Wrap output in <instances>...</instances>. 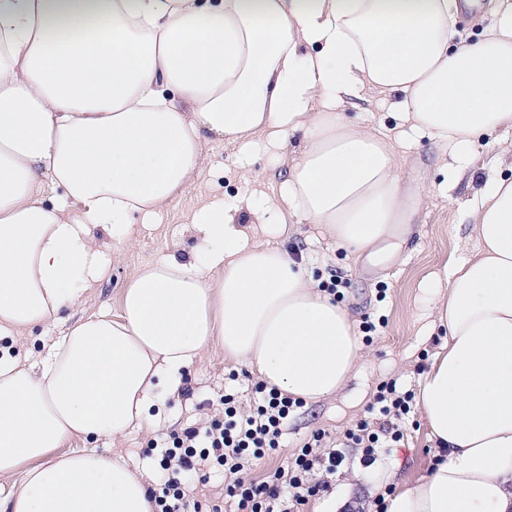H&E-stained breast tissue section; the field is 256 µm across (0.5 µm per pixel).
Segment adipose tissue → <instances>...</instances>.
<instances>
[{"mask_svg":"<svg viewBox=\"0 0 512 512\" xmlns=\"http://www.w3.org/2000/svg\"><path fill=\"white\" fill-rule=\"evenodd\" d=\"M459 0H0V334L75 308L105 257L91 230L148 218L211 141L299 138L254 223L320 225L354 259L397 253L424 202L392 141L346 109L398 94L397 119L456 156L487 137L494 173L465 213L477 245L430 296L443 336L417 404L441 462L385 512H512V0L465 41ZM62 194L52 203L44 194ZM198 259L126 284L122 315L80 320L36 361L0 353V512H153L119 456L72 438L157 431L205 349L304 403L342 391L364 354L349 311L288 250L247 243L227 207L195 214Z\"/></svg>","mask_w":512,"mask_h":512,"instance_id":"1","label":"adipose tissue"}]
</instances>
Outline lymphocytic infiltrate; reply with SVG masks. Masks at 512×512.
I'll use <instances>...</instances> for the list:
<instances>
[{"instance_id":"1","label":"lymphocytic infiltrate","mask_w":512,"mask_h":512,"mask_svg":"<svg viewBox=\"0 0 512 512\" xmlns=\"http://www.w3.org/2000/svg\"><path fill=\"white\" fill-rule=\"evenodd\" d=\"M256 397L248 413H240L233 395H225L221 413L198 420L168 438L157 441L161 471L148 488L156 512H200L193 482L205 467L218 464L233 474L225 495L233 512H282L283 501L305 505L308 498L326 490V483L315 481V468L335 473L343 463V450L329 446L325 432L318 431L298 450L292 462L254 480L251 471L257 461L281 448L288 418L301 400L255 383ZM382 417L361 421L346 430L348 447L362 449V461L372 465L383 439L402 438L399 423L411 410L412 392H399L395 382L382 385L379 395Z\"/></svg>"}]
</instances>
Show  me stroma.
<instances>
[{"label": "stroma", "instance_id": "35a3bbf8", "mask_svg": "<svg viewBox=\"0 0 512 512\" xmlns=\"http://www.w3.org/2000/svg\"><path fill=\"white\" fill-rule=\"evenodd\" d=\"M291 149V144L282 138L271 136L247 146L217 141L206 144V163L199 177L155 217L146 222L133 217L122 238L113 236L111 229H95L94 237L108 259L102 279L86 290L77 309L62 311L33 330L34 335L48 340L79 319L119 315L122 290L139 268L164 256L182 262L195 260L198 235L188 222L192 211L215 198L234 203L235 222L249 237L302 255L322 283H329L334 274L347 279L348 287L340 291L341 303L357 321L373 325L364 342L366 355L356 379L343 392L296 409L283 447L273 460L255 467L253 475L257 478L263 477L271 466L291 460L296 449L316 430H325L335 440H342L347 427L367 417V408L374 404L380 383L393 379L399 391L417 390L421 376L416 365L422 357H433L440 345L439 337L424 334L430 320L424 287L465 248L473 246L471 226L464 221L463 210L482 188L494 158L492 147L478 145L472 156L471 173L450 187L442 183L438 173L449 160L448 145L403 131L399 147L402 174L424 194L425 205L397 256L375 264L347 259L336 251L319 225L297 222L280 232L273 226L252 223L250 205L278 194L280 174ZM232 371L238 373V381H228L227 375ZM250 374L246 365L225 362L220 350L212 347L204 351L188 372L193 396L178 394L169 399L162 433L180 429L196 416L200 405L218 400L226 392L234 394L241 407H249ZM403 432V439L382 451L377 459L381 465L395 463V480L399 483L425 475L437 453L419 406H412ZM150 438L149 432L136 429L117 441L100 439L94 447L103 454L122 456L133 468L148 474L157 466V458L148 446ZM361 456V449H346L345 460L333 479L348 485L349 505L361 512H375L374 500L380 489L362 478Z\"/></svg>", "mask_w": 512, "mask_h": 512}]
</instances>
